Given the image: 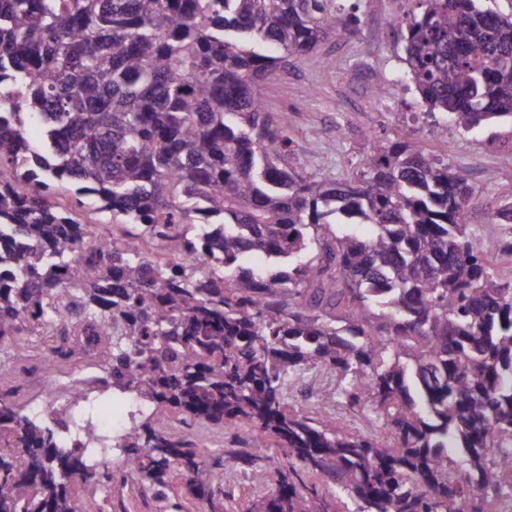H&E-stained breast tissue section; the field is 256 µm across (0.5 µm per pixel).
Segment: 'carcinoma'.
Wrapping results in <instances>:
<instances>
[{
  "mask_svg": "<svg viewBox=\"0 0 512 512\" xmlns=\"http://www.w3.org/2000/svg\"><path fill=\"white\" fill-rule=\"evenodd\" d=\"M337 0H0V345L63 319L71 295L98 323L101 392L134 390L191 428L236 419L288 448L276 495L253 512H323L293 462L329 477L342 512H486L512 497V278L473 246L470 174L416 140L359 143L344 183L291 164L293 140L262 97L294 59L356 22ZM404 61L432 112L460 132L512 121V15L478 0H421ZM44 129L31 148L24 118ZM79 184L70 205L56 182ZM92 208L128 224L93 248ZM370 224L367 238L355 231ZM161 239L222 272L144 261ZM264 255L268 268L246 266ZM72 287H65L64 278ZM84 355L53 348L52 368ZM339 373L340 396L390 432L341 430L289 407L286 379ZM122 447L159 488L179 465L199 499L223 466L145 417ZM112 436L88 420L74 447L0 392V512H90L71 480L110 485Z\"/></svg>",
  "mask_w": 512,
  "mask_h": 512,
  "instance_id": "cac0c4a2",
  "label": "carcinoma"
}]
</instances>
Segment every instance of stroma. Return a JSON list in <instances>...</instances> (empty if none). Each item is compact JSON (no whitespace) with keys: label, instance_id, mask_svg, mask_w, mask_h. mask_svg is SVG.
Masks as SVG:
<instances>
[{"label":"stroma","instance_id":"1","mask_svg":"<svg viewBox=\"0 0 512 512\" xmlns=\"http://www.w3.org/2000/svg\"><path fill=\"white\" fill-rule=\"evenodd\" d=\"M356 34H340L305 58L293 61L278 79L264 86L270 111L287 126L298 170L333 180H345L361 167L357 145L364 135L374 141L408 138L430 154L470 173L475 196L466 220L476 248L497 254L501 241L512 237V224H502L492 212L512 203V123L460 133L439 113H430L405 72L400 22L418 11L419 0H356ZM435 136H428V129ZM338 378L326 370L308 369L288 377V404L311 417L334 416L343 429L373 432L377 426L350 410L337 395ZM191 434L205 453H220L228 466L212 485L220 512H250L257 500L274 493L278 474L273 459L285 449L267 435L252 436L238 426L201 422ZM264 450L265 461L248 466L245 457ZM73 492L94 512H200L202 504L188 479L172 471L165 495L153 493L140 478L112 487H93L80 480Z\"/></svg>","mask_w":512,"mask_h":512}]
</instances>
